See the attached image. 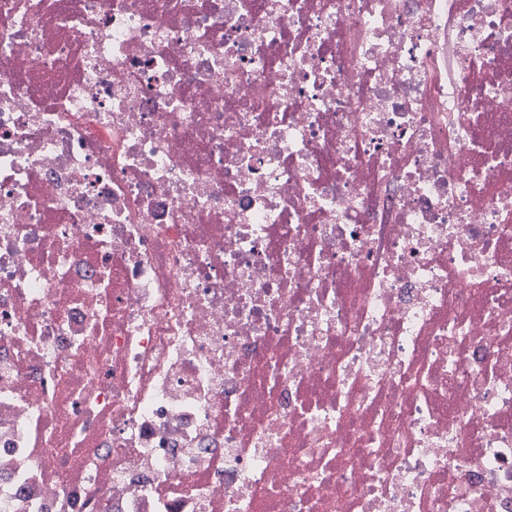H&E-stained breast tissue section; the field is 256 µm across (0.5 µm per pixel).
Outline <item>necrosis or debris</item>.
Wrapping results in <instances>:
<instances>
[{"label": "necrosis or debris", "mask_w": 512, "mask_h": 512, "mask_svg": "<svg viewBox=\"0 0 512 512\" xmlns=\"http://www.w3.org/2000/svg\"><path fill=\"white\" fill-rule=\"evenodd\" d=\"M512 512V0H0V512Z\"/></svg>", "instance_id": "4bbe7bcc"}]
</instances>
